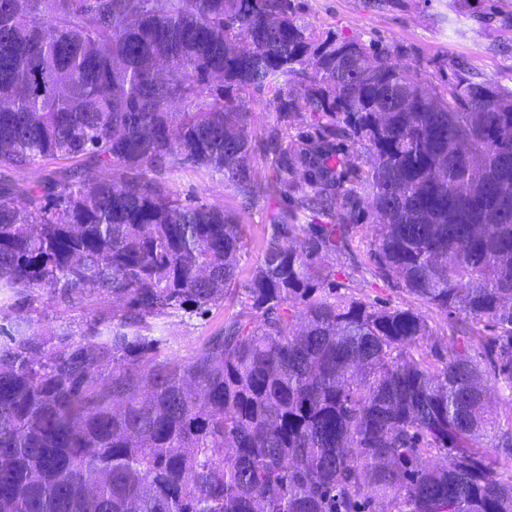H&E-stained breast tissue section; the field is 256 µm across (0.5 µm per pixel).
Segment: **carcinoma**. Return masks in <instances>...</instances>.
Returning <instances> with one entry per match:
<instances>
[{"label":"carcinoma","mask_w":512,"mask_h":512,"mask_svg":"<svg viewBox=\"0 0 512 512\" xmlns=\"http://www.w3.org/2000/svg\"><path fill=\"white\" fill-rule=\"evenodd\" d=\"M276 88L274 177L249 90ZM0 512H512V92H446L360 39H313L294 0H0ZM304 182H295L297 167ZM205 169L244 203L293 194L240 283V217L162 176ZM362 172L356 182L348 174ZM367 206L374 270L423 309L336 292ZM112 299L80 339L18 303ZM236 296L194 355L157 319ZM456 341L427 348L429 314ZM479 350L476 361L471 351ZM252 100V145L254 146L253 160L256 174L259 178L266 180L273 176L270 163L263 154V144L268 133L274 128L287 130L292 139L297 142L301 137L310 135L312 127L309 114L302 112L297 118L291 121L286 128L280 113L277 112L275 90L271 88L257 89L250 91ZM60 165L58 164H43L35 166L25 171H16L10 168L0 167V171L7 179L12 180L19 185H29L41 181L47 174L56 170Z\"/></svg>","instance_id":"obj_1"}]
</instances>
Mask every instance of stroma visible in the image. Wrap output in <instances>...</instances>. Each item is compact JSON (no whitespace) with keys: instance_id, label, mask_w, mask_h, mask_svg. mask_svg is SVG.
<instances>
[{"instance_id":"stroma-1","label":"stroma","mask_w":512,"mask_h":512,"mask_svg":"<svg viewBox=\"0 0 512 512\" xmlns=\"http://www.w3.org/2000/svg\"><path fill=\"white\" fill-rule=\"evenodd\" d=\"M300 17L314 35L333 33L341 38L373 41L399 55L418 74L423 83L445 89L449 77L464 69L477 80L512 91V0H459L449 9L448 0H301ZM252 144L254 166L261 179L273 175L263 154L268 133L286 127L293 140L312 131L308 114H299L284 124L276 109L275 91H252ZM184 200L240 213L248 229V242L241 267L250 270L261 260L259 241L266 233L274 213L286 209L287 199H263L241 209L232 189L204 171L184 170L169 181ZM359 232L350 252L326 254L322 263L335 272L344 292L387 308H407L414 300L393 282L378 276L367 264L373 232L366 216L357 220ZM28 312L41 333L66 330L80 333L84 323L96 316L112 313L108 299L90 297L68 306L48 297L38 298ZM248 320L249 312L228 299L212 308L207 316L179 313L166 318L169 333L164 348L169 359L181 362L190 358L207 336L221 328L227 317Z\"/></svg>"}]
</instances>
